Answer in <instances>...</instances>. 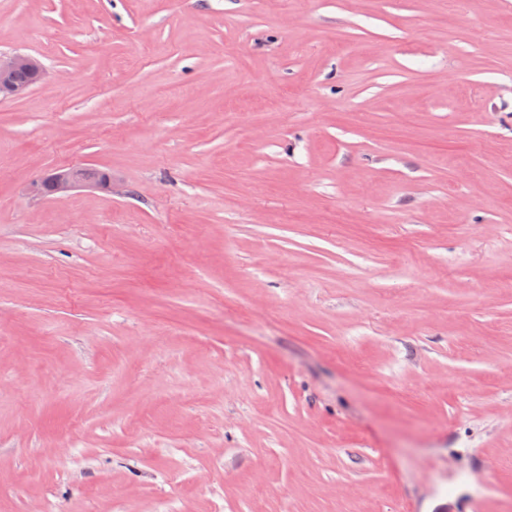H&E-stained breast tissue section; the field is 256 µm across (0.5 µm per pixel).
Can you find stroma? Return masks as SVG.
Listing matches in <instances>:
<instances>
[{"instance_id":"35a3bbf8","label":"stroma","mask_w":512,"mask_h":512,"mask_svg":"<svg viewBox=\"0 0 512 512\" xmlns=\"http://www.w3.org/2000/svg\"><path fill=\"white\" fill-rule=\"evenodd\" d=\"M14 52L0 512H512V0H0ZM31 73L35 77V83L39 84L46 77V69L37 58L25 53H0V97L1 98H17L32 89L28 83H12L6 84L3 78L13 76L17 73ZM100 187L112 191V174L106 172L102 179L89 176L81 165L62 166L50 170L34 180L30 189L37 195L61 199L74 190Z\"/></svg>"}]
</instances>
